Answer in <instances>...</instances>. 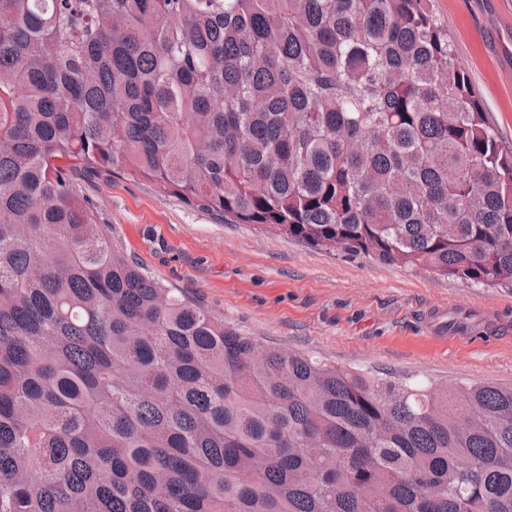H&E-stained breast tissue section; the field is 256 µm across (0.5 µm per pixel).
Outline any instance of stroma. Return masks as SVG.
Wrapping results in <instances>:
<instances>
[{
  "label": "stroma",
  "mask_w": 512,
  "mask_h": 512,
  "mask_svg": "<svg viewBox=\"0 0 512 512\" xmlns=\"http://www.w3.org/2000/svg\"><path fill=\"white\" fill-rule=\"evenodd\" d=\"M434 9L512 147V0ZM74 180L127 256L260 344L438 387L512 383V292L223 224L142 179Z\"/></svg>",
  "instance_id": "obj_1"
}]
</instances>
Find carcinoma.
Segmentation results:
<instances>
[{
  "instance_id": "cac0c4a2",
  "label": "carcinoma",
  "mask_w": 512,
  "mask_h": 512,
  "mask_svg": "<svg viewBox=\"0 0 512 512\" xmlns=\"http://www.w3.org/2000/svg\"><path fill=\"white\" fill-rule=\"evenodd\" d=\"M77 169L512 289V149L432 0H0V512H512V385L258 344Z\"/></svg>"
}]
</instances>
